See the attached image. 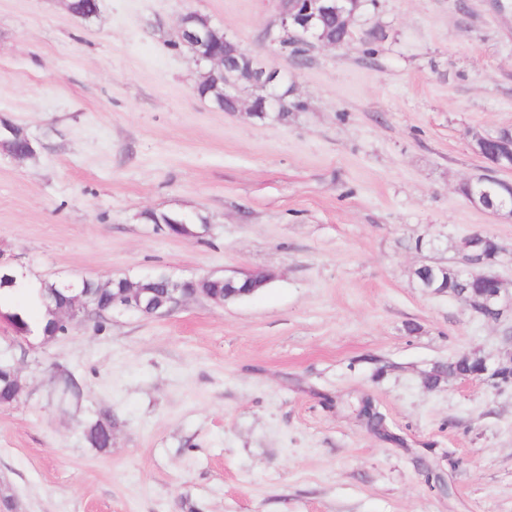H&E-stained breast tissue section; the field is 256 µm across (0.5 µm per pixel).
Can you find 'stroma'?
Masks as SVG:
<instances>
[{
    "mask_svg": "<svg viewBox=\"0 0 512 512\" xmlns=\"http://www.w3.org/2000/svg\"><path fill=\"white\" fill-rule=\"evenodd\" d=\"M0 0V118L40 147L0 156V251L46 280L270 274L232 304L113 311L50 342L0 321L19 367L0 406L13 512H512V385L451 377L463 352L512 359V219L459 186L470 135L512 128V0H368L344 47L297 65L264 41L279 0ZM278 69L287 123L194 91L181 14ZM208 217L173 237L142 214ZM481 232L503 315L419 288ZM83 383L60 402L52 378ZM371 396L393 440L357 417ZM112 411L102 452L86 421ZM481 361L477 356L471 358H455L451 361L436 365L432 371L425 374L422 383L427 388H435L450 376L460 378H478L481 371Z\"/></svg>",
    "mask_w": 512,
    "mask_h": 512,
    "instance_id": "obj_1",
    "label": "stroma"
}]
</instances>
